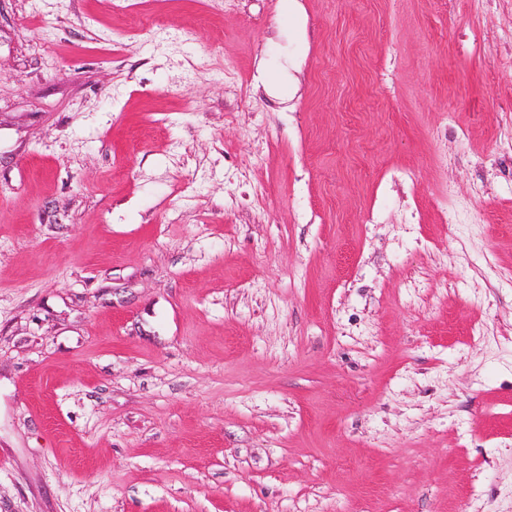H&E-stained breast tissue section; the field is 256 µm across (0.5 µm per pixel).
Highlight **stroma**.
<instances>
[{
    "mask_svg": "<svg viewBox=\"0 0 512 512\" xmlns=\"http://www.w3.org/2000/svg\"><path fill=\"white\" fill-rule=\"evenodd\" d=\"M511 51L512 0H0V512H512Z\"/></svg>",
    "mask_w": 512,
    "mask_h": 512,
    "instance_id": "1",
    "label": "stroma"
}]
</instances>
